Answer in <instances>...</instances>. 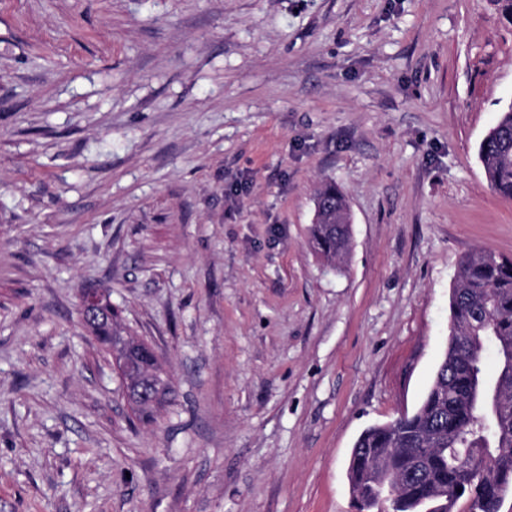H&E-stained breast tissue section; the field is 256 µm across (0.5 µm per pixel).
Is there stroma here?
Listing matches in <instances>:
<instances>
[{
  "label": "stroma",
  "instance_id": "35a3bbf8",
  "mask_svg": "<svg viewBox=\"0 0 512 512\" xmlns=\"http://www.w3.org/2000/svg\"><path fill=\"white\" fill-rule=\"evenodd\" d=\"M511 102L498 0H0V512H356L463 257L512 258L479 158ZM90 285L171 374L152 424ZM315 202L322 212L311 228L312 244L327 261H335L347 250L350 241V223H339L348 212L345 196L336 184L324 185L316 194Z\"/></svg>",
  "mask_w": 512,
  "mask_h": 512
}]
</instances>
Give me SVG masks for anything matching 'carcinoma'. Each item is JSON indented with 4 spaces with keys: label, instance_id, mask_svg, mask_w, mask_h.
Wrapping results in <instances>:
<instances>
[{
    "label": "carcinoma",
    "instance_id": "1",
    "mask_svg": "<svg viewBox=\"0 0 512 512\" xmlns=\"http://www.w3.org/2000/svg\"><path fill=\"white\" fill-rule=\"evenodd\" d=\"M479 154L491 189L512 198V108L500 110L495 132ZM315 202L322 212L311 228L316 252L341 257L350 241L348 212L336 184ZM448 347L428 392L409 416L365 429L354 442L348 469L358 512H501L512 494V258L480 249L461 263L450 294ZM88 331L123 365L125 397L148 389L134 403L151 421L172 383L153 347L122 334L111 300ZM497 368L485 370L486 348Z\"/></svg>",
    "mask_w": 512,
    "mask_h": 512
}]
</instances>
